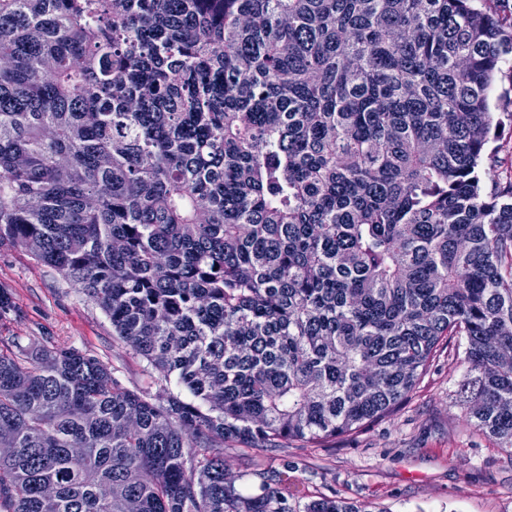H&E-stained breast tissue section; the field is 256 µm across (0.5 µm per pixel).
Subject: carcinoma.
<instances>
[{
  "label": "carcinoma",
  "mask_w": 512,
  "mask_h": 512,
  "mask_svg": "<svg viewBox=\"0 0 512 512\" xmlns=\"http://www.w3.org/2000/svg\"><path fill=\"white\" fill-rule=\"evenodd\" d=\"M489 2L0 0V245L193 397L1 339L0 512H296L288 465L244 496L224 443L357 434L448 336L469 421L512 449V176H481L512 17Z\"/></svg>",
  "instance_id": "1"
}]
</instances>
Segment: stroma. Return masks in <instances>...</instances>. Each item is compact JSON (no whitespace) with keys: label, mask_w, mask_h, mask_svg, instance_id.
Wrapping results in <instances>:
<instances>
[{"label":"stroma","mask_w":512,"mask_h":512,"mask_svg":"<svg viewBox=\"0 0 512 512\" xmlns=\"http://www.w3.org/2000/svg\"><path fill=\"white\" fill-rule=\"evenodd\" d=\"M0 285L11 289L15 304L0 318V337L19 336L36 348L74 347L106 363L128 389L175 391V381L148 369L113 336L97 306L24 250L0 246ZM467 374L454 340L441 342L392 415L325 448L288 442L281 457L310 499H341L363 512H512V452L467 423L460 401Z\"/></svg>","instance_id":"1"}]
</instances>
